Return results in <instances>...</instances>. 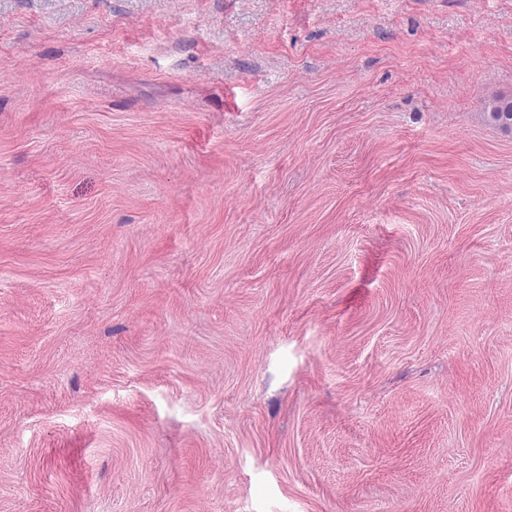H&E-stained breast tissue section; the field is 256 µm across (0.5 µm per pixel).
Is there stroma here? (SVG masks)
<instances>
[{"instance_id":"35a3bbf8","label":"stroma","mask_w":512,"mask_h":512,"mask_svg":"<svg viewBox=\"0 0 512 512\" xmlns=\"http://www.w3.org/2000/svg\"><path fill=\"white\" fill-rule=\"evenodd\" d=\"M512 0H0V512H512Z\"/></svg>"}]
</instances>
